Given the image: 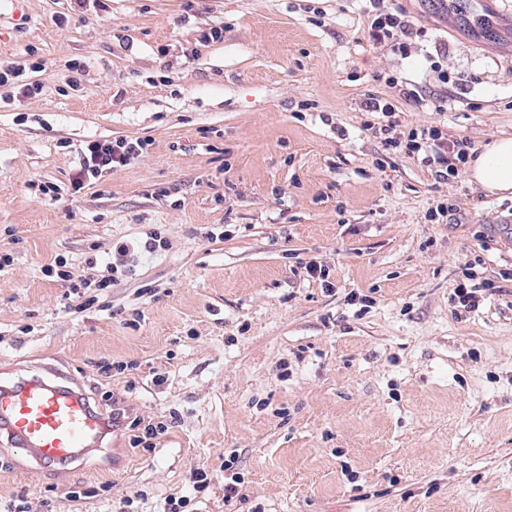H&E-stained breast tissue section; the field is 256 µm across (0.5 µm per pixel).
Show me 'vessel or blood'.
I'll use <instances>...</instances> for the list:
<instances>
[{"label": "vessel or blood", "instance_id": "obj_1", "mask_svg": "<svg viewBox=\"0 0 512 512\" xmlns=\"http://www.w3.org/2000/svg\"><path fill=\"white\" fill-rule=\"evenodd\" d=\"M44 367L27 378H0V447L16 448L57 473L77 458L92 459L105 438H119L123 414H92L77 381L55 382Z\"/></svg>", "mask_w": 512, "mask_h": 512}]
</instances>
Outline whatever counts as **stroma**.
Listing matches in <instances>:
<instances>
[{
    "mask_svg": "<svg viewBox=\"0 0 512 512\" xmlns=\"http://www.w3.org/2000/svg\"><path fill=\"white\" fill-rule=\"evenodd\" d=\"M105 3L0 0V60L41 61L44 86L0 87V369L53 364L94 409L111 413L118 396L168 429L154 447L70 464L68 483L93 491L76 502L0 451V500L25 489L31 512H119L128 496L159 512L170 493L193 512H512V291L471 313L451 301L469 258L490 279L512 267V198L385 151L361 110L377 97L402 125L479 151L512 135V0H490L492 32L439 0H389L414 28L404 53L368 41L369 0ZM213 27L223 40L201 44ZM74 61L80 85L66 93ZM118 138L149 148L70 195L80 145ZM38 178L62 195L35 198ZM440 203L447 220L430 223ZM156 230L165 251L99 307L74 311L41 273L62 255L90 275L113 241ZM104 358L130 369L101 376ZM231 454L244 482L228 501ZM197 468L213 477L198 498Z\"/></svg>",
    "mask_w": 512,
    "mask_h": 512,
    "instance_id": "35a3bbf8",
    "label": "stroma"
}]
</instances>
